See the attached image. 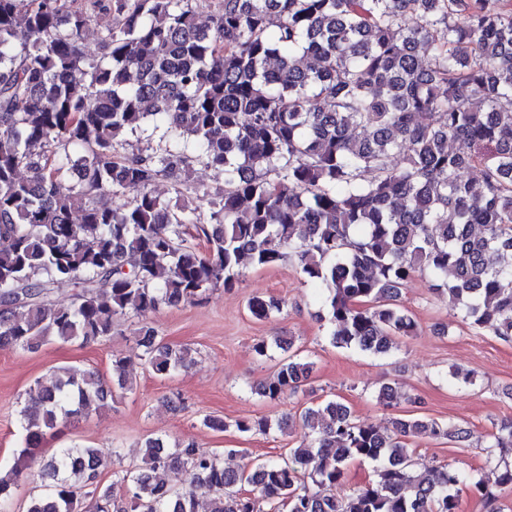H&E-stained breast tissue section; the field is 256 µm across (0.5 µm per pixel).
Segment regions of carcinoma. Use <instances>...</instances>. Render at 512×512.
<instances>
[{"label":"carcinoma","mask_w":512,"mask_h":512,"mask_svg":"<svg viewBox=\"0 0 512 512\" xmlns=\"http://www.w3.org/2000/svg\"><path fill=\"white\" fill-rule=\"evenodd\" d=\"M504 101L512 0H215L204 25L192 0H0V346L101 341L118 317L145 321L233 287L248 266L287 261L320 290L336 347L385 356L414 335L399 298L418 274L462 322L511 341ZM151 117L165 121L168 145L120 155ZM194 158L224 170L208 224L198 207L151 190L166 178L180 192ZM52 288L72 289L70 301L46 302ZM248 309L265 320L282 302L254 296ZM137 345L160 376L195 362L146 323ZM131 363L113 356L110 384L71 367L36 382L19 411L16 461L0 471V512L49 431L131 389ZM310 367L290 356L257 391L294 395ZM298 419L308 441L237 470L191 442L148 438L141 467L117 480L121 495L106 488L99 512H196L200 494L210 512H459L464 488L497 512L482 481L448 464L419 470L407 447H464L461 425L356 422L337 400ZM234 427L266 435L288 419ZM489 447L496 486L512 488V464L496 454L512 447L511 420ZM363 459L376 463L375 480L345 499L318 491ZM102 465L98 448L61 449L27 512H84L77 490L95 494ZM183 472L190 487L176 491L166 476Z\"/></svg>","instance_id":"1"}]
</instances>
